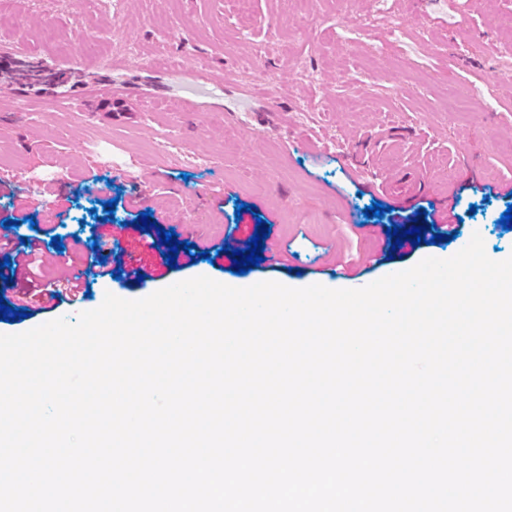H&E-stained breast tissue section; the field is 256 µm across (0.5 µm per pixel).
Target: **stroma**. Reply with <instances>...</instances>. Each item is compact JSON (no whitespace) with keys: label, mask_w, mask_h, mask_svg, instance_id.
<instances>
[{"label":"stroma","mask_w":512,"mask_h":512,"mask_svg":"<svg viewBox=\"0 0 512 512\" xmlns=\"http://www.w3.org/2000/svg\"><path fill=\"white\" fill-rule=\"evenodd\" d=\"M388 5L368 26L372 0H0V83H13L0 96V197L36 221L13 238H39L49 261L33 282L0 285L6 305L29 312L0 334L197 276L357 289L450 258L476 232L486 255L511 257L500 218L512 205V0ZM19 56L64 67L66 86L15 85ZM203 66L220 89L186 102ZM385 172L400 180L389 191ZM415 176L426 190L406 192ZM117 188L126 203L106 212ZM376 201L383 217H365ZM144 211L154 224L142 229ZM404 217L448 219L458 234L392 248L384 227ZM261 220L264 260L234 274L224 242ZM163 228L192 244L179 264L141 281L99 277L117 243L151 265ZM56 235L82 240L88 292L67 291Z\"/></svg>","instance_id":"obj_1"}]
</instances>
